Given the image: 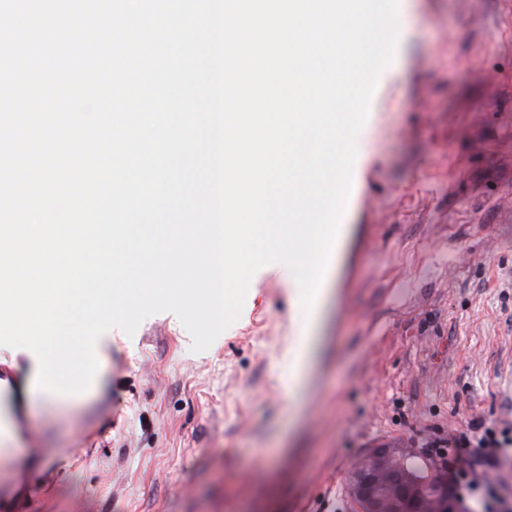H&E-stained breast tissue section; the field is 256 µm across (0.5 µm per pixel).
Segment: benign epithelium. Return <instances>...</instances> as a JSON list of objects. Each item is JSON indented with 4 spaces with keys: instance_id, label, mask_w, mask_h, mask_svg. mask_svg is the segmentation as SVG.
<instances>
[{
    "instance_id": "1",
    "label": "benign epithelium",
    "mask_w": 512,
    "mask_h": 512,
    "mask_svg": "<svg viewBox=\"0 0 512 512\" xmlns=\"http://www.w3.org/2000/svg\"><path fill=\"white\" fill-rule=\"evenodd\" d=\"M343 490L351 512H462L448 481V455L415 444L364 449Z\"/></svg>"
}]
</instances>
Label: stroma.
I'll use <instances>...</instances> for the list:
<instances>
[{
  "mask_svg": "<svg viewBox=\"0 0 512 512\" xmlns=\"http://www.w3.org/2000/svg\"><path fill=\"white\" fill-rule=\"evenodd\" d=\"M340 218L314 365L296 279H251L204 352L171 312L112 329L93 384L45 401L0 346V512H347L377 443L512 423V0H399Z\"/></svg>",
  "mask_w": 512,
  "mask_h": 512,
  "instance_id": "1",
  "label": "stroma"
}]
</instances>
